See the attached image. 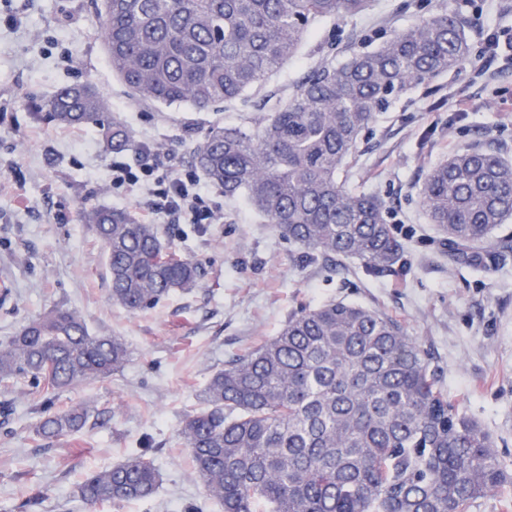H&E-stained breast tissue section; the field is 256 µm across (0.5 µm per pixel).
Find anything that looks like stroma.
Instances as JSON below:
<instances>
[{
	"label": "stroma",
	"mask_w": 512,
	"mask_h": 512,
	"mask_svg": "<svg viewBox=\"0 0 512 512\" xmlns=\"http://www.w3.org/2000/svg\"><path fill=\"white\" fill-rule=\"evenodd\" d=\"M20 25L0 17V341L53 307L78 312L94 336L122 337L130 356L111 378L56 396L57 407L88 406L92 422L61 439H38L37 397L21 387L0 415V512H87L72 491L93 470L119 463L149 441L160 474L146 502L97 512H222L205 500L178 432L211 374L225 361L275 336L297 308L356 302L398 321L431 350L432 365L465 412L493 437L512 474V250L489 248L481 267L457 263L419 203L425 174L460 149L512 160V59L481 72L482 36L512 31V0H370L361 14L313 21L299 54L265 86L206 111L134 99L113 74L98 35L100 0H12ZM432 11L468 21L470 60L460 70L414 87L377 113L340 177L377 195L406 246L401 264L369 272L353 260L338 266L302 261L244 198L210 189L220 224L160 221L164 239L200 261L198 291L177 292L137 314L109 299L108 256L83 217L98 206L147 214L133 193L109 185L113 158L102 133L55 124L45 106L64 85L91 84L108 117L134 143H156L190 165L215 125L256 123L259 102L285 99L308 70L342 61L355 39L374 45ZM67 50L72 66L61 65Z\"/></svg>",
	"instance_id": "stroma-1"
}]
</instances>
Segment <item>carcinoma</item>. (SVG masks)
<instances>
[{"label":"carcinoma","instance_id":"obj_1","mask_svg":"<svg viewBox=\"0 0 512 512\" xmlns=\"http://www.w3.org/2000/svg\"><path fill=\"white\" fill-rule=\"evenodd\" d=\"M369 0H102L100 37L114 73L137 99L196 110L266 84L295 57L312 20L353 17ZM465 21L422 16L375 48L312 68L258 126H216L193 153L224 196H242L305 257L393 267L404 243L380 197L339 174L377 113L412 86L462 68ZM66 126L100 127L111 151L135 147L105 119L89 85L46 104ZM449 257L477 265L512 219V160L464 148L420 188ZM85 223L106 248L112 304L136 313L192 292L201 263L165 243L156 224L101 207ZM128 360L117 336L89 335L53 307L0 342V386L41 400L36 434L58 439L88 424L86 408L56 407L59 391L106 379ZM186 414L180 436L206 497L224 512H471L512 482L492 436L448 397L427 348L388 316L333 300L288 316L278 334L224 362ZM159 471L143 453L92 472L73 490L88 508L148 501Z\"/></svg>","mask_w":512,"mask_h":512}]
</instances>
